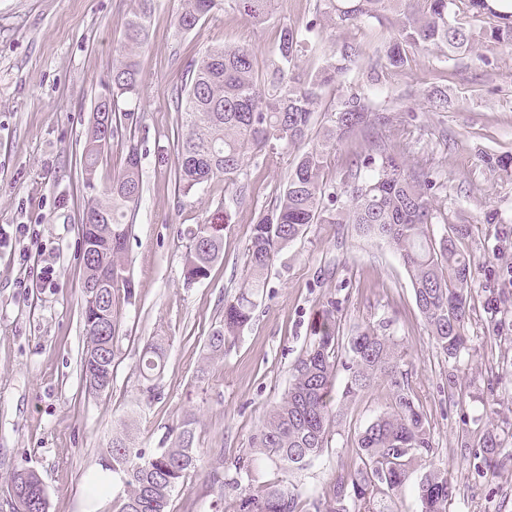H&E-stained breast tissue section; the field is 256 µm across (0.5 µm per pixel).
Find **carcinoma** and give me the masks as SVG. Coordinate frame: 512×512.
Instances as JSON below:
<instances>
[{
	"instance_id": "carcinoma-1",
	"label": "carcinoma",
	"mask_w": 512,
	"mask_h": 512,
	"mask_svg": "<svg viewBox=\"0 0 512 512\" xmlns=\"http://www.w3.org/2000/svg\"><path fill=\"white\" fill-rule=\"evenodd\" d=\"M274 0H183L179 31H191L200 22L226 8L239 11L255 25L268 21ZM154 0H137L125 22L124 44L100 97H112L111 113L120 99L139 97L143 79L136 50L149 37ZM362 30L371 20L386 21L393 30L384 54L369 63L375 81L409 65L414 50L438 49L454 58L475 53L480 43L512 46V15L495 11L488 0H319L315 18L300 31L280 27L275 57L259 75L254 51L247 45L210 46L185 72L184 88L174 109L184 128L176 175L178 192L188 195L215 178L238 185L248 153L268 145L298 148L309 139L314 116L332 112L335 119L328 139L341 142L359 128L379 120L371 100L362 93L349 94L338 106L323 99L322 88L347 71L358 57L357 43L344 41L323 65L306 77L296 72L303 51L304 33H311L320 18ZM121 131L113 120L110 131L98 119L88 127L83 156L82 187L89 194L81 225V254L85 279L81 291L86 344L81 354L86 391L109 387L112 337L102 325L114 326L112 293L102 298L92 285L112 272V288H130L126 277V244L134 205L142 192L140 158L129 148L123 172L98 190L95 182L101 154ZM400 142L391 138L375 147L363 161L368 174L361 182L338 194L328 191L322 176L325 150L319 145L304 150L289 169L286 183L271 208L253 226L248 248L250 277L247 285L224 304L223 319L211 331L205 348L210 359L224 356L227 343L249 325L254 298L264 287V275L290 242L308 225L328 221L354 224L360 235L385 241L406 268L415 303L436 348L448 361H456L466 345L469 320L468 294L473 285L472 262L459 248L467 227L453 223L448 210L434 204L445 185L423 169L408 170L397 157ZM445 224L440 237L430 225ZM187 281L202 280L222 255L221 229L198 224L188 231ZM348 354L349 380L343 398L354 397L378 377L389 378L393 403L388 410L358 432L353 448L357 466L313 502L315 512H387L385 503L409 479L417 463L425 465L417 486L421 512H447L454 486L447 468L434 460L427 419L399 367L398 344L389 336L367 328L355 336L339 335L335 317L323 322L291 370L288 390L272 407L256 437L259 454L283 470H300L328 446L334 419V379L339 352ZM165 350L151 341L140 359L146 380L161 372ZM193 422L184 424L168 448L148 453L136 447L132 428L124 425L103 450L105 467L121 483L114 512H170L173 492L185 474L200 463L194 447ZM502 443L494 433L481 442L484 470H491ZM9 488L18 491L14 512H49L47 489L31 469L13 473ZM225 512H297L293 492L280 484L250 487L225 501Z\"/></svg>"
}]
</instances>
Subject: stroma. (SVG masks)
Instances as JSON below:
<instances>
[{
    "mask_svg": "<svg viewBox=\"0 0 512 512\" xmlns=\"http://www.w3.org/2000/svg\"><path fill=\"white\" fill-rule=\"evenodd\" d=\"M315 5L277 0L269 21L257 26L221 11L182 33V0H156L149 42L137 56L144 78L141 96L130 104L137 124L112 141L97 166L102 188L122 173L129 146H136L143 193L128 239L131 288L112 296V385L90 394L80 368L82 151L135 0H0V224H32L38 233L29 261L0 251V512H14L8 480L21 468L42 478L49 512H112L121 486L105 469L102 450L113 432L134 421L137 447L152 450L172 442L188 419L202 465L181 479L170 512H224V498L237 492L212 487L209 473L219 465L232 478L242 457L252 459L254 479L287 485L299 497L298 512H314L313 501L351 470L355 434L392 401L381 377L343 403L327 448L302 470L277 469L256 453L254 435L329 312L341 335L382 323L397 341L434 454L455 486L448 512H512V173L494 165L512 156V47H489L483 62L419 52L375 84L365 66L384 50L385 24L370 22L359 35L326 22L309 34L301 58L310 74L336 44L358 40V63L337 76L325 97L364 93L392 121L408 162L446 181L435 202L467 225L460 247L474 277L459 361L436 349L393 250L353 225L329 223L309 225L280 252L250 325L223 359L205 360L225 301L249 277L253 226L271 208L296 151L252 153L240 177L247 193L218 178L182 195L175 188L182 129L172 101L187 66L206 47L246 44L266 65L281 25L303 29ZM433 87L445 93L444 104L427 100ZM371 149L367 130L330 145L328 186H343ZM490 211L498 222L486 223ZM211 223L224 227L223 254L207 278L186 283L185 232ZM46 265L55 269V287L38 279ZM21 280L27 288H18ZM155 336L165 337L167 352L150 385L139 360ZM489 432L503 450L495 472L485 475L474 452Z\"/></svg>",
    "mask_w": 512,
    "mask_h": 512,
    "instance_id": "stroma-1",
    "label": "stroma"
}]
</instances>
